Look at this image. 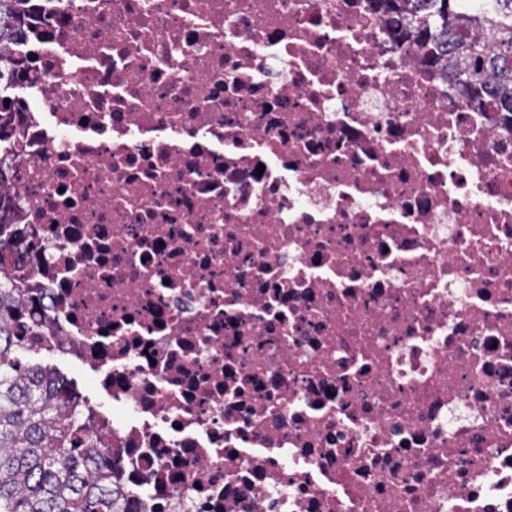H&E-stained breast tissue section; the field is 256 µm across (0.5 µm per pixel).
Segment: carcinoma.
<instances>
[{
  "label": "carcinoma",
  "mask_w": 512,
  "mask_h": 512,
  "mask_svg": "<svg viewBox=\"0 0 512 512\" xmlns=\"http://www.w3.org/2000/svg\"><path fill=\"white\" fill-rule=\"evenodd\" d=\"M13 0H0V44L21 37ZM389 15L407 13L403 32L474 105L497 99L512 113V0L475 16L462 0H371ZM476 29L478 34L465 38ZM22 315L15 288L0 287V512H121L112 461L77 447L79 418L66 384L16 355L13 322Z\"/></svg>",
  "instance_id": "carcinoma-1"
}]
</instances>
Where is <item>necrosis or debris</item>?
Here are the masks:
<instances>
[{
  "label": "necrosis or debris",
  "instance_id": "4bbe7bcc",
  "mask_svg": "<svg viewBox=\"0 0 512 512\" xmlns=\"http://www.w3.org/2000/svg\"><path fill=\"white\" fill-rule=\"evenodd\" d=\"M0 283L125 512H512V114L368 0H18Z\"/></svg>",
  "mask_w": 512,
  "mask_h": 512
}]
</instances>
